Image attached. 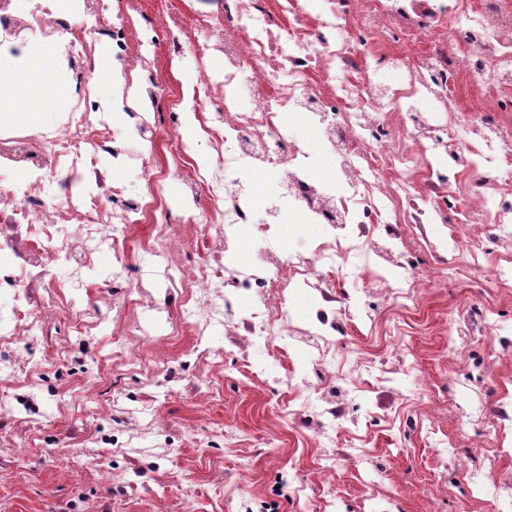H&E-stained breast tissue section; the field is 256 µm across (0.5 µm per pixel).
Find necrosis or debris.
Here are the masks:
<instances>
[{"instance_id": "necrosis-or-debris-1", "label": "necrosis or debris", "mask_w": 512, "mask_h": 512, "mask_svg": "<svg viewBox=\"0 0 512 512\" xmlns=\"http://www.w3.org/2000/svg\"><path fill=\"white\" fill-rule=\"evenodd\" d=\"M297 3L224 0V17L211 27L224 54V126L206 130L209 143L219 150L204 189L220 221L206 227V267L182 270L168 264L145 272L147 280L162 279L168 287L188 291L185 313L201 336L220 324L225 334L242 329L267 343L293 338L289 288L323 287L324 270L343 272L350 253H378V243L369 236L335 240L308 255L268 249L251 265L233 270L238 286L255 292L248 316L233 317L222 288L223 258L235 230L248 224L268 240L278 218L276 203L260 210L249 204V183L238 177V170L275 169L288 198L306 214L318 215L320 223H385L428 163L425 139L431 121L427 113L404 107L403 99H444L462 77L481 79L483 94L471 106L482 117L478 124L466 126L449 120L443 147L453 162L471 173L465 186L468 206L481 213L500 243L512 244V190L502 184L503 177L512 174V125L500 119L498 100L501 89L512 88V11L502 0H342L339 8L309 12L304 22L288 24V11ZM82 7L97 20L94 33L112 36L123 48L130 69L146 65L140 34L126 16L108 23L97 17V0H83ZM359 24L368 25L379 38L393 24L409 34L410 47L395 54L407 72L419 74L408 89L388 93L374 83L364 64L365 50L347 36ZM32 26L44 37L65 39L68 68L82 75L91 63L90 45L73 32L67 18L54 15L49 0H37L26 13L16 11L12 0H0V31ZM340 30L345 33L341 40L336 37ZM296 46L301 54H293ZM243 73L250 77L253 102L245 115L237 108ZM286 74L293 76L292 84H282ZM288 111L309 113L322 124V141L334 152L337 173L352 188L351 196L326 194L300 165L309 152L289 138L281 122ZM89 117L77 105L63 115L59 131L0 135V165L35 175L0 193V244L15 258L0 282L14 292H23L34 280L35 269L46 265L50 252L65 249L76 261L63 287L83 285L87 259L105 244L113 251V287H121L129 277L126 229L140 223L156 203L118 199L116 187L105 184L102 194L113 201L107 211L98 200L77 201L64 192V184L98 175V151L127 154L111 146L106 125H93Z\"/></svg>"}]
</instances>
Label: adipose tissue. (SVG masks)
<instances>
[{
    "label": "adipose tissue",
    "mask_w": 512,
    "mask_h": 512,
    "mask_svg": "<svg viewBox=\"0 0 512 512\" xmlns=\"http://www.w3.org/2000/svg\"><path fill=\"white\" fill-rule=\"evenodd\" d=\"M57 53L50 43L25 45L21 56L0 53V122L29 123L64 105L73 83L58 75Z\"/></svg>",
    "instance_id": "obj_1"
}]
</instances>
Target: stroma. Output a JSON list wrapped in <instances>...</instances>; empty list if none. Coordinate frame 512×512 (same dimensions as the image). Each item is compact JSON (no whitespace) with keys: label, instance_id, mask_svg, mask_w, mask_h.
<instances>
[{"label":"stroma","instance_id":"obj_1","mask_svg":"<svg viewBox=\"0 0 512 512\" xmlns=\"http://www.w3.org/2000/svg\"><path fill=\"white\" fill-rule=\"evenodd\" d=\"M223 66L219 52L157 51L140 83L179 94L150 109L155 147L118 119L119 84L88 85L112 104L108 128L135 154L119 169L111 154L97 160L123 196L150 199L144 164L170 171L167 212L188 228L168 256L176 267L208 260L200 227L217 216L205 197H189L178 171L187 155L208 165L201 125L222 100L207 96L202 77ZM283 121L289 138L311 145V173L329 193L348 195L334 154L318 146L317 124L292 112ZM249 181L255 203L278 199L280 221L270 242L239 226L226 268L270 246L308 253L322 241L324 225L297 211L275 170ZM378 234L436 287L397 305L360 268L393 283L403 268L350 257L336 283L341 320L324 322L330 305L318 289H289L301 334L265 346L220 325L197 339L181 318L183 296L167 288L152 289L147 305L129 302L102 247L85 287L59 295L56 320L0 339V512H512V280L492 286L483 275L511 263L512 252L454 220L383 224ZM453 236L480 246L483 271L449 254ZM482 312L493 334L456 335L459 318ZM128 319L141 335L115 332ZM333 405L345 416L332 424ZM328 456L338 462L332 478ZM473 469L485 488L471 485Z\"/></svg>","mask_w":512,"mask_h":512}]
</instances>
